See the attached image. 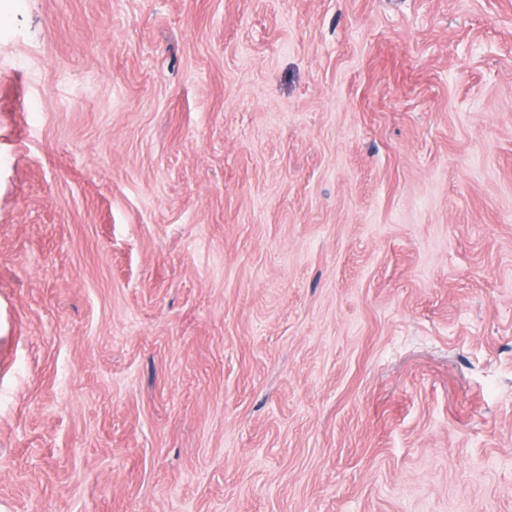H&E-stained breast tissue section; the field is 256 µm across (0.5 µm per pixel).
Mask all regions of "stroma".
<instances>
[{
    "label": "stroma",
    "instance_id": "1",
    "mask_svg": "<svg viewBox=\"0 0 512 512\" xmlns=\"http://www.w3.org/2000/svg\"><path fill=\"white\" fill-rule=\"evenodd\" d=\"M0 512H512V0H0Z\"/></svg>",
    "mask_w": 512,
    "mask_h": 512
}]
</instances>
